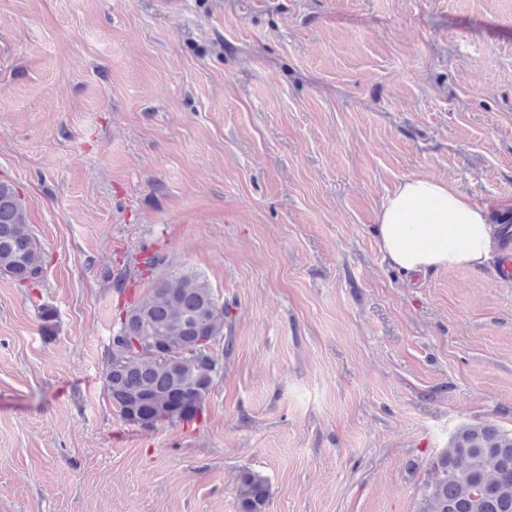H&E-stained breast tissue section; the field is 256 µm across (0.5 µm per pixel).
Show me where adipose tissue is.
I'll use <instances>...</instances> for the list:
<instances>
[{
  "mask_svg": "<svg viewBox=\"0 0 512 512\" xmlns=\"http://www.w3.org/2000/svg\"><path fill=\"white\" fill-rule=\"evenodd\" d=\"M423 207L428 214L422 218ZM497 231L485 208L429 177L405 179L376 215L383 258L406 275L479 270L496 251Z\"/></svg>",
  "mask_w": 512,
  "mask_h": 512,
  "instance_id": "1",
  "label": "adipose tissue"
}]
</instances>
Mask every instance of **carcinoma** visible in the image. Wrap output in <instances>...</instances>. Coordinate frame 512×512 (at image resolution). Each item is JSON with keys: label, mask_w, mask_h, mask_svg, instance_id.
<instances>
[{"label": "carcinoma", "mask_w": 512, "mask_h": 512, "mask_svg": "<svg viewBox=\"0 0 512 512\" xmlns=\"http://www.w3.org/2000/svg\"><path fill=\"white\" fill-rule=\"evenodd\" d=\"M43 252L28 224L25 198L16 184L0 179V275L33 288L43 269ZM157 259L145 256L125 267V282L153 274ZM42 334L55 336L56 311L38 306ZM231 317L207 280L185 271L153 280L137 300L115 308L107 348L104 388L120 416L149 428L162 421L188 422L203 412L204 399L220 377L213 355L204 356L211 338L229 345L224 323ZM156 345L181 349L163 359ZM432 480L422 490L420 512H512V431L493 423L464 425L448 447L428 462ZM239 512H267L270 486L262 475L239 476Z\"/></svg>", "instance_id": "1"}]
</instances>
